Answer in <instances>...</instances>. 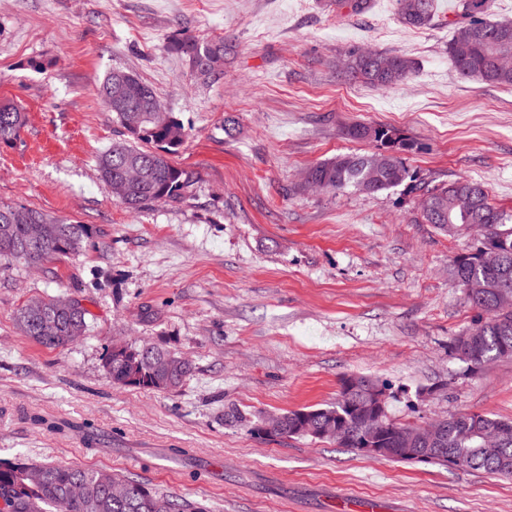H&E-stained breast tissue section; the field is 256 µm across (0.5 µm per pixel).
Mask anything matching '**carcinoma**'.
<instances>
[{
	"mask_svg": "<svg viewBox=\"0 0 512 512\" xmlns=\"http://www.w3.org/2000/svg\"><path fill=\"white\" fill-rule=\"evenodd\" d=\"M402 21L412 27L428 25L437 12L436 0H396ZM490 0H456L454 9L458 20L448 43V58L456 72L476 78L487 84L512 86V66L500 61L512 54V22L492 21L487 18ZM170 51L185 58L192 72L202 80L210 79V69L199 68L197 60L210 65L224 64V41L184 36L170 43ZM348 69L352 76L376 87H390L405 82L411 75L410 62L400 56L369 53L362 49L349 52ZM124 97L130 106L139 107L156 98L153 88L135 73L126 72ZM116 118L126 130L128 139L115 142L112 148L98 157V174L103 185L110 178L135 168L147 171V181L132 183L131 200L126 208L138 212L152 203L172 202L190 186L192 174L169 160L187 140L189 133L170 112L157 119H146L133 130L132 113L118 112ZM26 122L24 113L16 107L0 111V143L12 144L20 137ZM371 140L387 151L385 163L375 164L374 153L341 154L319 163L310 170L314 180L326 190L343 192L350 188L361 190L372 184L375 194L396 187L409 177L402 159L396 155L408 145L397 134L383 126L353 125L344 135L354 140ZM152 145L154 149L142 148ZM483 185L467 177L449 183L426 187L422 194L428 208L421 210L424 221L440 229L457 234L461 227H477L482 240L506 245L504 260L512 270V215L495 207L482 192ZM14 206L0 204V264L22 261L29 266H41L60 256L79 252L89 239V229L83 224L57 220L48 214L30 208L31 222L5 221V214H13ZM43 224L47 235L43 245L31 248L27 244L30 224ZM454 280L483 284L487 289L468 296L472 306L485 314L468 332L470 344L448 346L451 356L467 364L472 372L486 363L512 357V308L506 309L493 289L499 287V275L483 266L472 249L456 255L450 267ZM57 297L47 296L29 301L17 314L21 332L46 347H60L83 336L88 330V311L73 299L72 306L60 309ZM103 368L112 383L157 392L179 387L191 372V363L163 347L145 353L141 347L128 345L124 349L106 352ZM365 411L347 408L341 402L321 408L289 411L277 416L284 431L281 436L301 438L307 425L321 428L339 421L341 435L336 443L357 453L365 452ZM448 448L457 449V462L449 465L487 474L512 478V420L489 413L468 412L446 418ZM495 434V442L488 446L471 434L473 425ZM378 432L387 447H393L401 426L388 417L387 408L377 413ZM26 462L0 465V502L8 512H154L156 500L163 503L165 512H186L185 506L160 494L137 480L102 469H82L61 464H41L42 479L38 482L27 475ZM122 484L127 489L124 497L112 495V485Z\"/></svg>",
	"mask_w": 512,
	"mask_h": 512,
	"instance_id": "1",
	"label": "carcinoma"
}]
</instances>
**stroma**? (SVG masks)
<instances>
[{"label": "stroma", "mask_w": 512, "mask_h": 512, "mask_svg": "<svg viewBox=\"0 0 512 512\" xmlns=\"http://www.w3.org/2000/svg\"><path fill=\"white\" fill-rule=\"evenodd\" d=\"M455 14L405 25L395 0L370 13L334 0H0V102L26 124L0 144V202L88 226L76 255L0 268V461L109 469L204 512H512V479L375 458L330 440L256 438L249 418L335 404L342 377L387 386L389 417L422 425L466 412L512 418V357L470 372L453 337L481 317L448 266L476 244L420 217L425 185L462 176L512 212V88L459 76ZM223 38L224 73L203 82L168 45ZM398 55L409 81L374 88L345 70L353 48ZM121 68L155 90L190 137L180 199L129 211L97 159L126 133L100 101ZM415 142L400 186L314 191L303 175L376 143ZM64 296L84 336L48 348L18 310ZM189 360L170 392L114 385L113 345Z\"/></svg>", "instance_id": "35a3bbf8"}]
</instances>
